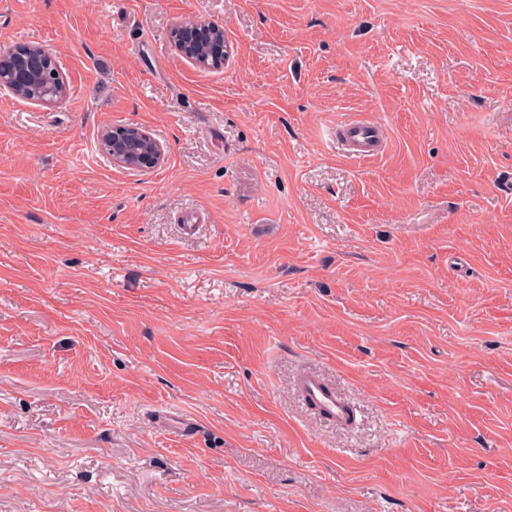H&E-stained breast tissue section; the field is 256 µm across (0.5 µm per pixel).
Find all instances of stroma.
Instances as JSON below:
<instances>
[{
	"mask_svg": "<svg viewBox=\"0 0 512 512\" xmlns=\"http://www.w3.org/2000/svg\"><path fill=\"white\" fill-rule=\"evenodd\" d=\"M19 44L68 92L0 95V512H512V0H0ZM172 39L176 46L181 44L187 45L189 50H191L192 59L201 66L203 65L204 68L218 69L223 67L224 56L214 52L210 44L188 40L185 29L182 26L173 30ZM346 142L351 148L350 155L359 159L374 157L382 149L376 126L370 122L349 123L346 127ZM126 135L140 136L143 139H130ZM107 142L111 143L109 149H106L104 146ZM100 145L103 153L117 164L118 162L116 161L115 155L119 153L131 156L151 155V163L154 167L149 169H154L159 166L164 158L162 145L147 131L136 126H116L103 130ZM298 388L307 402L324 412L332 420L343 423L349 417L348 405L336 396L325 382L315 375H305L298 383Z\"/></svg>",
	"mask_w": 512,
	"mask_h": 512,
	"instance_id": "obj_1",
	"label": "stroma"
}]
</instances>
